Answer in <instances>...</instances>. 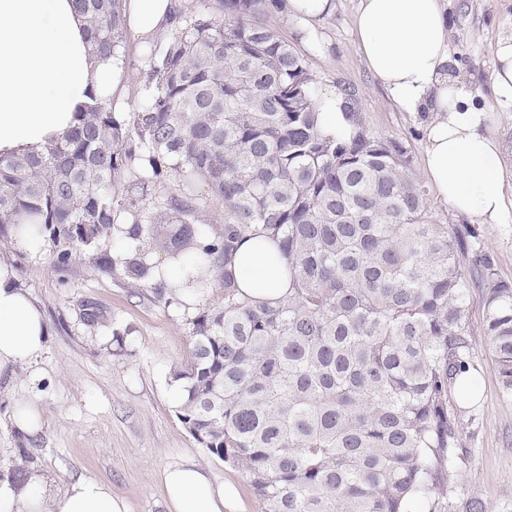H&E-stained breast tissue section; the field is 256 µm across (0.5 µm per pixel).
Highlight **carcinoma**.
Returning a JSON list of instances; mask_svg holds the SVG:
<instances>
[{
  "label": "carcinoma",
  "mask_w": 512,
  "mask_h": 512,
  "mask_svg": "<svg viewBox=\"0 0 512 512\" xmlns=\"http://www.w3.org/2000/svg\"><path fill=\"white\" fill-rule=\"evenodd\" d=\"M103 56L125 37L123 0H76ZM189 0L145 48L144 102L125 119L92 99L43 153L0 155V242H51L64 275L97 254L133 288L163 298L165 270L219 284L195 315L190 359L170 374L177 417L241 470L263 512H408L448 498L474 418L461 377L482 339L512 393V285L478 229L437 224L404 146L322 128L318 79L297 44L265 22L288 0ZM178 188L159 192L164 174ZM204 194H199L198 189ZM224 207L202 224L199 201ZM121 255L101 245L116 230ZM262 230L287 260L288 295L240 298L237 243ZM164 240L161 268L150 244ZM483 288L472 320L469 291Z\"/></svg>",
  "instance_id": "carcinoma-1"
}]
</instances>
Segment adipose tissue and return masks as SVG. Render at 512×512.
Returning <instances> with one entry per match:
<instances>
[{"label":"adipose tissue","mask_w":512,"mask_h":512,"mask_svg":"<svg viewBox=\"0 0 512 512\" xmlns=\"http://www.w3.org/2000/svg\"><path fill=\"white\" fill-rule=\"evenodd\" d=\"M175 0H127L133 38L148 40L170 25ZM74 0H0V155L37 153L52 143L88 103L117 90L114 59L96 58ZM357 48L369 71L403 111L423 115V170L440 202L480 224L512 215L504 190L502 146L490 111L448 71L447 0H358ZM284 259L265 235L239 243L235 275L241 292L273 301L287 291ZM0 260V372L36 364L48 326L37 303L15 284ZM171 512H233L232 488L214 484L207 470L186 459L161 475ZM49 479H0V512H129L109 483L81 478L55 497Z\"/></svg>","instance_id":"obj_1"}]
</instances>
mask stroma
I'll list each match as a JSON object with an SVG mask.
<instances>
[{
	"label": "stroma",
	"mask_w": 512,
	"mask_h": 512,
	"mask_svg": "<svg viewBox=\"0 0 512 512\" xmlns=\"http://www.w3.org/2000/svg\"><path fill=\"white\" fill-rule=\"evenodd\" d=\"M333 4L311 34L286 16L269 17L268 23L305 53L321 93H351L368 131L400 141L414 174L423 177L421 118L401 111L361 58L353 32L358 0ZM448 16L452 71L470 87L476 106L496 109L495 52L499 40L512 35V0H448ZM122 61L126 94L112 106L127 117L141 99L142 46L125 42ZM479 230L500 279L511 283L512 218ZM0 257L11 262L20 287L38 301L49 329L37 366L0 373L1 475L20 462L23 436L12 413L33 402L43 424L24 465L49 476L50 493L80 478L98 479L128 501L130 512H169L161 473L190 458L213 481L234 487L246 512H262L246 476L209 456L186 431L175 412L177 389L169 381L171 371L189 358L188 317L220 305L221 286H211L190 305H168L132 296L123 275L98 274L86 253L77 257L67 278H59L45 241L33 251L12 242L2 245ZM91 313L99 314L100 323L88 322ZM116 329L124 333L122 342L112 339ZM475 356L477 419L458 450L461 476L449 498L459 507L475 494L486 512H512V394L503 392L488 348L477 345ZM35 368L41 372L37 385L30 379Z\"/></svg>",
	"instance_id": "obj_1"
}]
</instances>
